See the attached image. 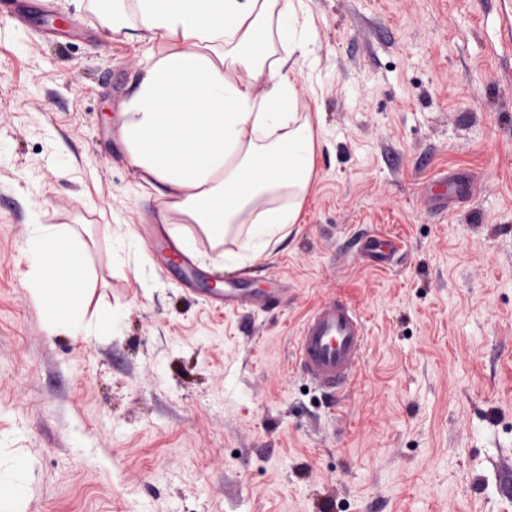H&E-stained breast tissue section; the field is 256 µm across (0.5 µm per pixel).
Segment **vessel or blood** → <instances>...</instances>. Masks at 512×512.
<instances>
[{
	"label": "vessel or blood",
	"mask_w": 512,
	"mask_h": 512,
	"mask_svg": "<svg viewBox=\"0 0 512 512\" xmlns=\"http://www.w3.org/2000/svg\"><path fill=\"white\" fill-rule=\"evenodd\" d=\"M40 16L48 34L62 27L59 18L40 0H0V25L13 28ZM477 183L462 174L444 176L429 190V203L439 213H447L451 202L476 194ZM402 244L380 234L368 235L357 242L355 256L365 264L388 267ZM284 289L258 294L238 287L225 289L223 304L228 308L277 306ZM368 346L364 318L348 298L335 296L318 303L303 320L295 349V367L315 382L330 398H338L352 377L360 372Z\"/></svg>",
	"instance_id": "obj_1"
}]
</instances>
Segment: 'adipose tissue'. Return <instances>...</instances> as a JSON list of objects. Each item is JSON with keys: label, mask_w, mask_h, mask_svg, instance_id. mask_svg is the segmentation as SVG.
Masks as SVG:
<instances>
[{"label": "adipose tissue", "mask_w": 512, "mask_h": 512, "mask_svg": "<svg viewBox=\"0 0 512 512\" xmlns=\"http://www.w3.org/2000/svg\"><path fill=\"white\" fill-rule=\"evenodd\" d=\"M112 30L148 55L116 122L138 183L175 248L195 252L186 224L216 241L225 268L272 254L301 220L321 146L300 112L297 74L315 32L300 0H112ZM83 243L39 222L27 227L30 290L49 328L85 338L116 329L115 313L86 317L64 296L86 292ZM32 464L0 455V501L24 512Z\"/></svg>", "instance_id": "obj_1"}]
</instances>
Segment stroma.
<instances>
[{"instance_id": "stroma-1", "label": "stroma", "mask_w": 512, "mask_h": 512, "mask_svg": "<svg viewBox=\"0 0 512 512\" xmlns=\"http://www.w3.org/2000/svg\"><path fill=\"white\" fill-rule=\"evenodd\" d=\"M298 78L324 142L303 212L270 257L285 307L224 310L161 267L173 244L115 117L146 47L112 0H54L77 35H0V454L33 464L26 512H512V0H304ZM481 186L448 215L425 182ZM78 233L89 310L115 332L49 331L28 289L32 212ZM398 239L386 269L366 234ZM131 233L138 259L113 260ZM330 294L362 312L366 361L340 403L294 366ZM402 249V243L385 235L373 234L360 238L355 257L376 268H386Z\"/></svg>"}]
</instances>
